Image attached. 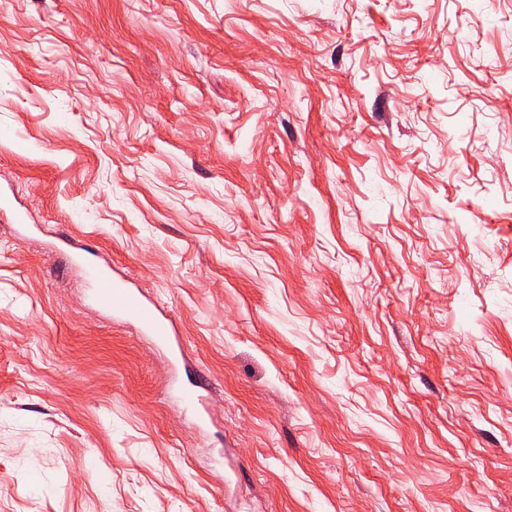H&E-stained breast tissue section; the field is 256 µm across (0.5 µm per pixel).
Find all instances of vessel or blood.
Masks as SVG:
<instances>
[{"instance_id":"vessel-or-blood-1","label":"vessel or blood","mask_w":512,"mask_h":512,"mask_svg":"<svg viewBox=\"0 0 512 512\" xmlns=\"http://www.w3.org/2000/svg\"><path fill=\"white\" fill-rule=\"evenodd\" d=\"M60 249L75 266L82 269L98 304L114 315L131 319L142 333L150 335L158 345L169 348L177 342V326L163 305L147 299L124 280L114 278L110 271L83 253L69 239H61Z\"/></svg>"}]
</instances>
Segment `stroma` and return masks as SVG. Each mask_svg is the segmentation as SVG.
Masks as SVG:
<instances>
[{
	"instance_id": "35a3bbf8",
	"label": "stroma",
	"mask_w": 512,
	"mask_h": 512,
	"mask_svg": "<svg viewBox=\"0 0 512 512\" xmlns=\"http://www.w3.org/2000/svg\"><path fill=\"white\" fill-rule=\"evenodd\" d=\"M9 192L0 512H512V0H0ZM59 245V249L69 256L72 263L82 269L98 304L112 312V315L131 319L143 334H149L160 346L170 349L175 342L181 352L176 323L163 305L147 299L124 280L112 277L110 271L83 253V249L69 239H60ZM172 383L179 400L188 407L199 411L200 421L204 423L205 415L202 413L201 409H203L205 413H207V410L202 400L201 391L206 389L205 386L202 383L192 386L178 384L175 375L172 378Z\"/></svg>"
}]
</instances>
